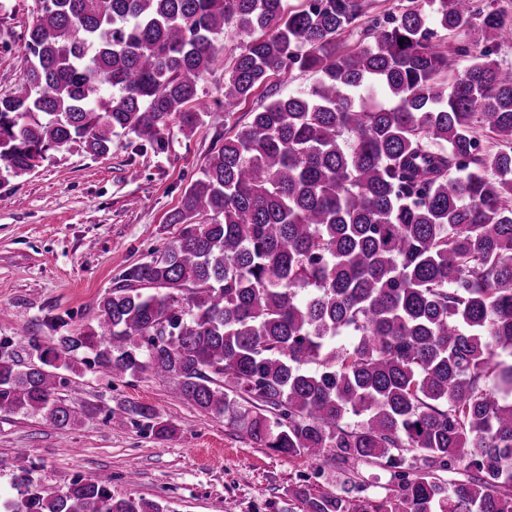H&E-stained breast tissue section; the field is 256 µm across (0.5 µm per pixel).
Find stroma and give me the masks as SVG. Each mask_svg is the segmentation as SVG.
<instances>
[{
    "label": "stroma",
    "mask_w": 512,
    "mask_h": 512,
    "mask_svg": "<svg viewBox=\"0 0 512 512\" xmlns=\"http://www.w3.org/2000/svg\"><path fill=\"white\" fill-rule=\"evenodd\" d=\"M37 15V0H0L2 94L23 79V35ZM238 54L237 37L221 39L198 87L202 100L223 98ZM263 101V94L251 97L221 127L204 122L185 134L170 122L161 151L118 135L106 156L66 146L23 176L0 177V338L11 339L24 357L30 337L52 344L50 318H64L73 334L96 326L100 298L126 269L175 240L179 227L167 218L185 189ZM66 378L62 396L94 404V413L63 427L0 413L1 501L16 498L14 479L23 469L58 494L90 472L115 496L154 501L171 512H290L287 491L301 483L323 491L349 479L372 499L387 493L390 474L378 465L321 469L306 455L277 454L173 397L163 378H112L94 369ZM131 403L153 406L172 433L158 438L108 420L109 410Z\"/></svg>",
    "instance_id": "obj_1"
}]
</instances>
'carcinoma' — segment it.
I'll return each instance as SVG.
<instances>
[{
    "label": "carcinoma",
    "mask_w": 512,
    "mask_h": 512,
    "mask_svg": "<svg viewBox=\"0 0 512 512\" xmlns=\"http://www.w3.org/2000/svg\"><path fill=\"white\" fill-rule=\"evenodd\" d=\"M414 2L348 47L369 0H39L23 82L0 95V175L64 146L105 155L120 132L161 151L172 119L216 124L283 68L316 81L224 138L170 215L177 238L126 271L97 327L31 338L29 362L0 339V412L66 426L94 406L59 398L58 370L151 373L264 448L390 473L379 501L299 485L301 512H512V69L496 58L512 24L497 0ZM462 27L449 81L432 38ZM229 30L224 103L194 108ZM109 419L171 430L145 404ZM17 485L3 512H160L92 475L61 495Z\"/></svg>",
    "instance_id": "carcinoma-1"
}]
</instances>
